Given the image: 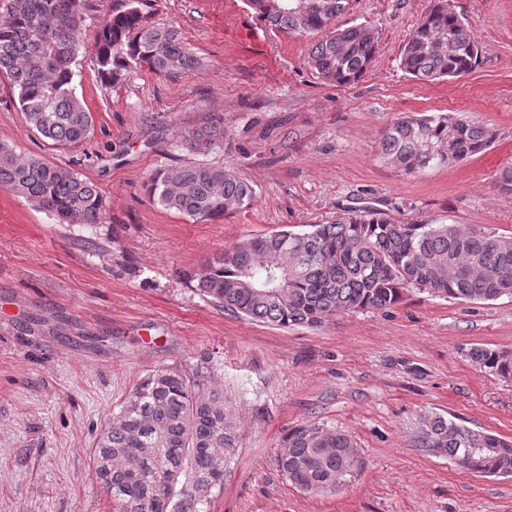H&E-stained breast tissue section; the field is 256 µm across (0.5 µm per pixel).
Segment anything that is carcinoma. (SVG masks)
<instances>
[{
	"mask_svg": "<svg viewBox=\"0 0 512 512\" xmlns=\"http://www.w3.org/2000/svg\"><path fill=\"white\" fill-rule=\"evenodd\" d=\"M348 0H246L274 30L326 32L313 44L312 66L328 82L360 81L375 57L379 34L366 26L336 28ZM157 0H115L95 47L100 80L115 85L139 68L166 76L199 69L202 61L171 24L152 20ZM87 0H7L0 17V76L26 123L62 146L84 142L93 116L73 92V66ZM479 55L472 23L436 0L409 34L400 66L417 80L460 78ZM224 123L182 136L190 151L212 148ZM494 141L485 124L465 113L404 115L381 134L379 154L406 174L468 160ZM0 187L51 213L60 224L101 223L104 202L95 183L39 157L0 146ZM150 195L169 210L213 221L248 208L252 187L221 165L182 162L159 170ZM187 287L225 312L271 325L320 326L340 313L385 311L413 288L466 302L512 296V236L458 224L403 221L360 207L328 224H306L249 237L232 251L183 273ZM470 360L512 379V353L475 346ZM201 373L162 368L128 394L93 448L96 480L115 512H201L238 448L240 426L226 410L222 388ZM415 447L446 457L480 476H512V442L437 413L418 418ZM350 436L333 427L288 431L277 459L296 488L332 493L356 470Z\"/></svg>",
	"mask_w": 512,
	"mask_h": 512,
	"instance_id": "1",
	"label": "carcinoma"
}]
</instances>
